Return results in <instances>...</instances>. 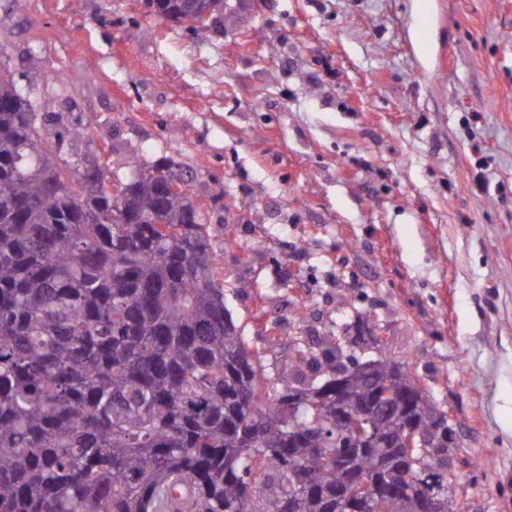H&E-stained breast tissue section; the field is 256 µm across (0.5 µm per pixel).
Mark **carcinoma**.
Returning <instances> with one entry per match:
<instances>
[{"mask_svg": "<svg viewBox=\"0 0 512 512\" xmlns=\"http://www.w3.org/2000/svg\"><path fill=\"white\" fill-rule=\"evenodd\" d=\"M145 4L171 23L224 10ZM65 89L54 76L23 93L0 72V512H424L431 497L459 512L429 393L403 400L432 436L422 462L348 447L323 372L331 343L295 339L268 374L224 305L193 177L134 158L113 196L115 175L80 149L93 120L49 111ZM396 364L384 352L353 385L391 439L397 409L371 403ZM354 477L385 492L352 500Z\"/></svg>", "mask_w": 512, "mask_h": 512, "instance_id": "1", "label": "carcinoma"}]
</instances>
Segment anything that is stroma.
<instances>
[{"instance_id":"obj_1","label":"stroma","mask_w":512,"mask_h":512,"mask_svg":"<svg viewBox=\"0 0 512 512\" xmlns=\"http://www.w3.org/2000/svg\"><path fill=\"white\" fill-rule=\"evenodd\" d=\"M5 67L53 111L195 171L251 347L347 336L405 362L448 419L470 512H512V0H0ZM380 332L383 349L371 343ZM145 4L152 15L171 23H186L183 19L190 10L210 8L212 15L224 10V0H145Z\"/></svg>"}]
</instances>
